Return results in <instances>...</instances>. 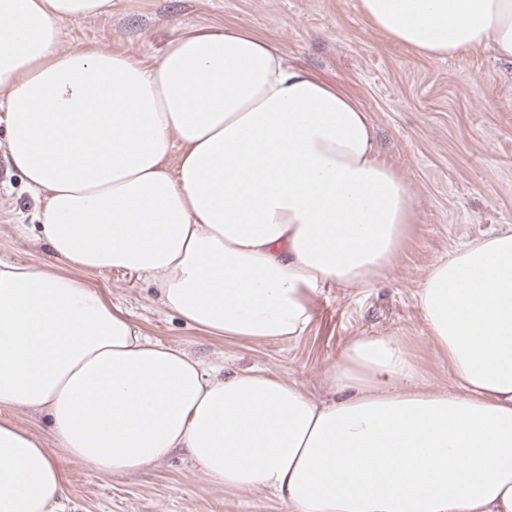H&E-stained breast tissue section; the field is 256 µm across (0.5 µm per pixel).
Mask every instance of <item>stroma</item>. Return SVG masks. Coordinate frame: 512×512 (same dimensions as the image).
Returning a JSON list of instances; mask_svg holds the SVG:
<instances>
[{
  "label": "stroma",
  "instance_id": "35a3bbf8",
  "mask_svg": "<svg viewBox=\"0 0 512 512\" xmlns=\"http://www.w3.org/2000/svg\"><path fill=\"white\" fill-rule=\"evenodd\" d=\"M223 24L275 42L368 112L381 154L413 199L416 220L395 265L374 286L325 289L311 304L309 329L284 342L200 329L163 306L153 284L122 269H76L73 277L150 339L229 373L265 368L315 391L324 366L350 337L384 334L404 337L429 387H451L445 359L427 336L418 290L432 262L456 242L512 225V63L490 48L423 56L374 29L359 0H112L110 13L61 20L60 48L156 56L178 31ZM38 209L0 151L1 261L48 265L35 227ZM10 416L49 448L66 482V512H288L273 496L209 483L180 451L137 472H98L58 448L39 415L17 409Z\"/></svg>",
  "mask_w": 512,
  "mask_h": 512
}]
</instances>
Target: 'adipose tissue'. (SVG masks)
Segmentation results:
<instances>
[{"mask_svg":"<svg viewBox=\"0 0 512 512\" xmlns=\"http://www.w3.org/2000/svg\"><path fill=\"white\" fill-rule=\"evenodd\" d=\"M421 54L493 46L512 0H359ZM112 0H0L4 148L41 201L59 269L0 263V410L121 475L185 451L228 491L289 512H512V226L432 263L418 292L451 390L402 337L349 339L327 397L266 369L225 373L149 340L70 269L146 276L164 305L239 339L289 341L325 288L373 286L414 221L363 107L242 27L179 32L146 61L61 50L62 19ZM39 438L0 419V512H60Z\"/></svg>","mask_w":512,"mask_h":512,"instance_id":"adipose-tissue-1","label":"adipose tissue"}]
</instances>
